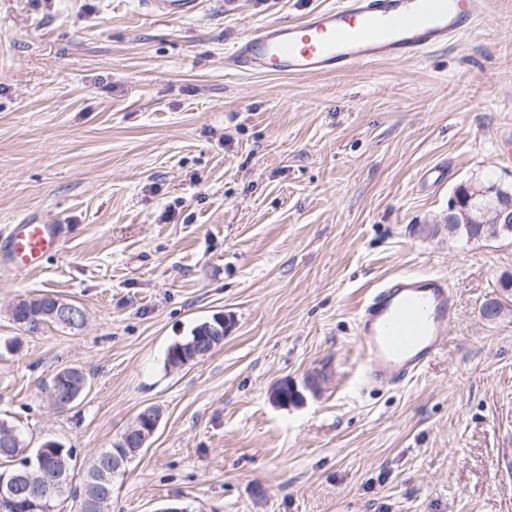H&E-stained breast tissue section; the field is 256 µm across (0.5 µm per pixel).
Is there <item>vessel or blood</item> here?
<instances>
[{"mask_svg": "<svg viewBox=\"0 0 512 512\" xmlns=\"http://www.w3.org/2000/svg\"><path fill=\"white\" fill-rule=\"evenodd\" d=\"M160 17L195 14L201 0H141ZM472 0H337L290 23L262 24L225 58L243 74L300 77L388 59H412L466 35ZM59 224H17L6 236L15 271L31 272L56 251ZM455 297L445 279L403 274L379 284L358 316L367 383L403 386L442 349Z\"/></svg>", "mask_w": 512, "mask_h": 512, "instance_id": "obj_1", "label": "vessel or blood"}]
</instances>
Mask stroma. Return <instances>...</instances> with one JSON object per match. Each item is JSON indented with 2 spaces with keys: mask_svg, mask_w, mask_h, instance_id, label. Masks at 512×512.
Returning <instances> with one entry per match:
<instances>
[{
  "mask_svg": "<svg viewBox=\"0 0 512 512\" xmlns=\"http://www.w3.org/2000/svg\"><path fill=\"white\" fill-rule=\"evenodd\" d=\"M331 0H0V234L61 224L24 274L0 267V419L88 459L152 406L112 512H512V238L443 224L463 184L512 188V0L419 58L336 74L224 64L263 23ZM447 280L444 349L398 389H366V292ZM49 294L87 324L23 335L13 305ZM496 301L495 319L483 310ZM224 313V342L167 351ZM75 368L64 411L43 386ZM301 402L275 406L272 387ZM140 3L150 13L165 18L190 16L201 7L200 0H141ZM66 375L70 376L71 380L67 384L68 386H67L66 393H65V396L63 397V399H65L67 401H71V402L69 404H66V403H62V401H60L61 406L65 407V408L72 405L80 397L81 393L87 387V379L82 372H80L78 370L66 371V374L62 373L60 376V380L62 382L68 381V379L66 378Z\"/></svg>",
  "mask_w": 512,
  "mask_h": 512,
  "instance_id": "stroma-1",
  "label": "stroma"
}]
</instances>
